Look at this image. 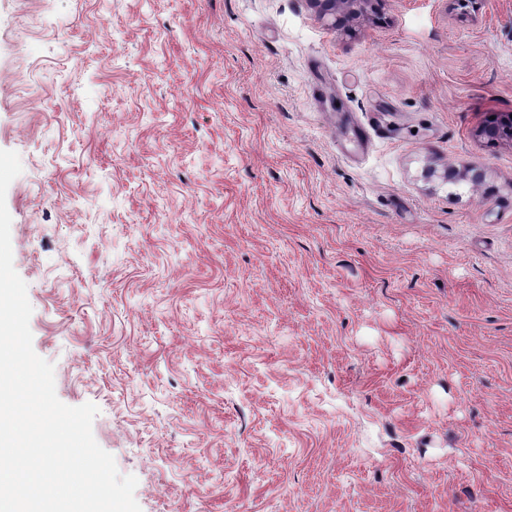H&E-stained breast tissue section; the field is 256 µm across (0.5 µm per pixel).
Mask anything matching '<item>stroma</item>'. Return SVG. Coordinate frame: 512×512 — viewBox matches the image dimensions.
Listing matches in <instances>:
<instances>
[{"instance_id": "1", "label": "stroma", "mask_w": 512, "mask_h": 512, "mask_svg": "<svg viewBox=\"0 0 512 512\" xmlns=\"http://www.w3.org/2000/svg\"><path fill=\"white\" fill-rule=\"evenodd\" d=\"M510 114L512 0H0L33 348L141 512H512ZM319 10V19L330 21L333 28L343 31H351V23L354 19L366 12L372 3L379 4L382 0H310Z\"/></svg>"}]
</instances>
